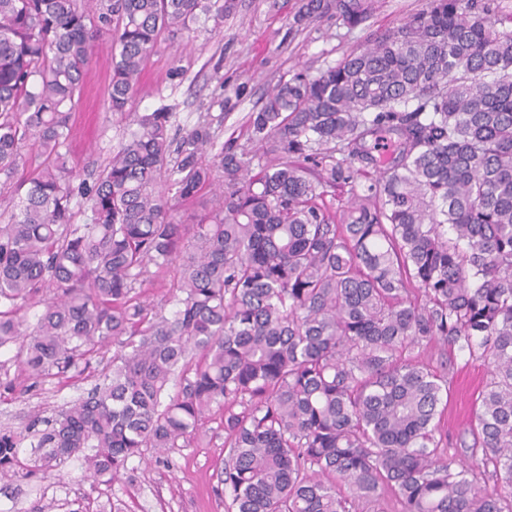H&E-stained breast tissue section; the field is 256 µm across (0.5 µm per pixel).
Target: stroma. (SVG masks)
<instances>
[{"label": "stroma", "instance_id": "stroma-1", "mask_svg": "<svg viewBox=\"0 0 512 512\" xmlns=\"http://www.w3.org/2000/svg\"><path fill=\"white\" fill-rule=\"evenodd\" d=\"M427 0H371L366 28H349L328 17L310 20L291 31L301 0H232L220 30L199 23L176 39L161 42L151 56L133 111L173 108L169 134L181 140L201 113L216 116L218 142L245 145L247 119L278 81L294 73L336 65L368 33L397 25L425 8ZM112 67V41L102 38L88 66L76 107L77 128L69 151L82 177L107 158L127 123L112 115L106 87ZM112 346L96 347L66 372L33 380L20 375L15 348L0 350V429L23 430L34 416L51 418L71 401L86 396L112 363ZM487 366L474 360L459 366L448 396L447 427L456 434L466 427L486 380ZM204 440L165 452L144 449L131 458L115 480L99 484L85 479L79 460L50 472L13 481L11 493L0 491V512H98L106 500H119L123 512H224L220 475L228 450L224 426L206 424Z\"/></svg>", "mask_w": 512, "mask_h": 512}]
</instances>
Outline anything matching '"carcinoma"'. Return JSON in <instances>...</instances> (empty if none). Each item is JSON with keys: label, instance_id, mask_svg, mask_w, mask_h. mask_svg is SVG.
Wrapping results in <instances>:
<instances>
[{"label": "carcinoma", "instance_id": "carcinoma-1", "mask_svg": "<svg viewBox=\"0 0 512 512\" xmlns=\"http://www.w3.org/2000/svg\"><path fill=\"white\" fill-rule=\"evenodd\" d=\"M227 4L0 0V349L33 379L117 346L45 428L0 431V475L81 456L110 481L217 415L225 512H512V5L428 0L279 81L248 120L259 155L217 144L208 113L175 145L168 108L128 111L161 40L218 30ZM370 13L304 0L291 28ZM105 36L108 109L132 129L88 180L68 143ZM346 186L335 212L325 189ZM160 273L169 317L138 292ZM439 345L488 364L454 439Z\"/></svg>", "mask_w": 512, "mask_h": 512}]
</instances>
